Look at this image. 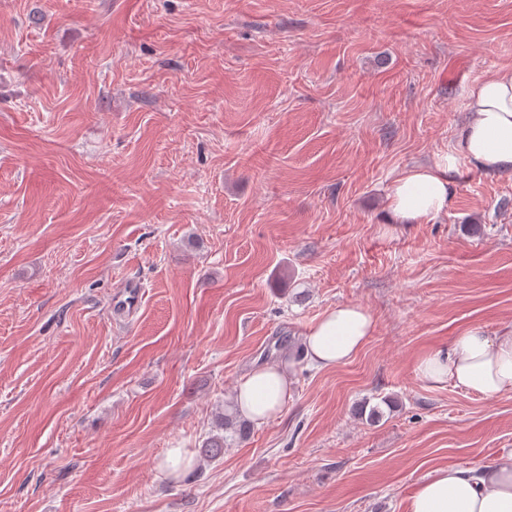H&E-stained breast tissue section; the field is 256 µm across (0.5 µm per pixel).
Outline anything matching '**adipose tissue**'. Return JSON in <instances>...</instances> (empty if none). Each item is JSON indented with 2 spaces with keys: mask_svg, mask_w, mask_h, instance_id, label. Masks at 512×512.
<instances>
[{
  "mask_svg": "<svg viewBox=\"0 0 512 512\" xmlns=\"http://www.w3.org/2000/svg\"><path fill=\"white\" fill-rule=\"evenodd\" d=\"M463 96L468 121L454 143L428 165L403 172L391 184L386 209L395 224H427L448 208L462 167L512 175V68L487 73L468 84ZM374 329L372 315L357 304L325 311L304 336V356L314 368L329 369L351 360ZM416 370L431 384L448 381L491 396L512 389V332L489 336L480 328L455 336L450 352H433ZM288 397V373L262 366L243 376L234 401L255 424L280 411ZM407 512H512V460L481 473L448 465L433 470L410 495Z\"/></svg>",
  "mask_w": 512,
  "mask_h": 512,
  "instance_id": "ef3b65f1",
  "label": "adipose tissue"
}]
</instances>
